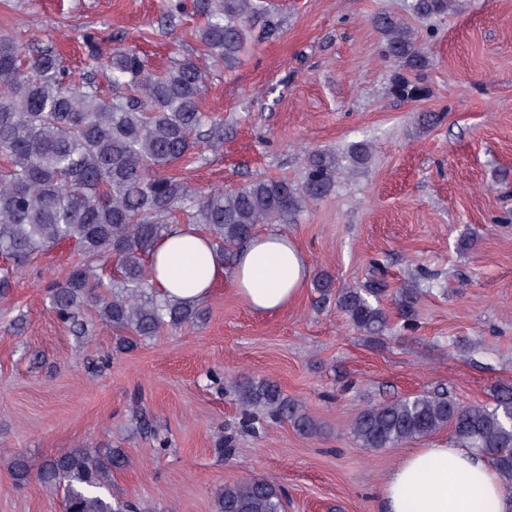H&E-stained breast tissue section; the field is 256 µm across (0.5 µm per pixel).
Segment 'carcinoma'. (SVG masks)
Masks as SVG:
<instances>
[{"label":"carcinoma","instance_id":"cac0c4a2","mask_svg":"<svg viewBox=\"0 0 512 512\" xmlns=\"http://www.w3.org/2000/svg\"><path fill=\"white\" fill-rule=\"evenodd\" d=\"M171 12L186 9L202 19L197 38L207 54L233 69L251 38L255 23L267 17L264 0H173ZM388 56L420 71L428 58L411 31L381 16ZM87 56L107 64L114 94H101L96 83L73 78L63 59L47 47L25 55L17 34L0 33V151L10 169L0 173V253L22 266L44 249L71 241L84 263L50 290L51 305L63 323L85 332L76 318L92 302L101 320L136 336H153L193 319L194 307L157 297L146 259L179 220L203 224L226 262L258 224H288L303 206L325 196L333 183L336 158L309 157L304 186L285 177L267 178L247 187L217 189L192 196L165 173L189 158L206 122L200 104L206 72L190 55L174 58L161 73L135 49L104 50L84 38ZM394 93L418 98L419 85L398 81ZM104 254L115 256L118 277L105 282L93 274ZM314 288L321 300L336 301L349 324L370 336L389 329L387 316L369 297L376 288L334 291L333 278L319 272ZM417 289L401 290L398 307L411 321ZM240 400L262 407L277 421H290L312 432L315 423L272 382L238 387ZM447 428L452 439L488 455L494 468L512 481V389L504 388L492 407L461 405L441 394H423L369 405L357 413L352 432L364 448H388ZM120 448L93 452L73 448L40 467L38 479L63 492L64 512H131L105 496L112 472L126 467ZM23 455L12 464L19 484L30 476ZM214 512H284L280 486L251 478L224 486Z\"/></svg>","mask_w":512,"mask_h":512}]
</instances>
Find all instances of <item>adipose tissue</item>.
Listing matches in <instances>:
<instances>
[{"label": "adipose tissue", "instance_id": "adipose-tissue-1", "mask_svg": "<svg viewBox=\"0 0 512 512\" xmlns=\"http://www.w3.org/2000/svg\"><path fill=\"white\" fill-rule=\"evenodd\" d=\"M151 272L159 298L198 303L228 275L252 310L273 313L300 295L311 269L296 242L278 232L252 236L226 266L211 241L184 224L161 238ZM380 497L382 512H512L499 473L475 449L452 442L410 451L386 476Z\"/></svg>", "mask_w": 512, "mask_h": 512}]
</instances>
